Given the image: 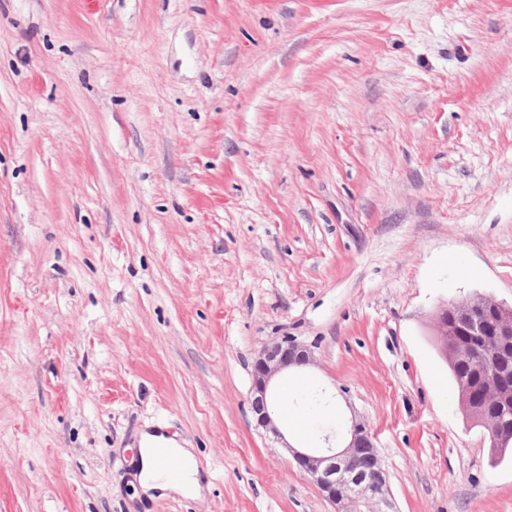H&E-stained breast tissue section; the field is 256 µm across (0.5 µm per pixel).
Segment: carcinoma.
<instances>
[{
  "instance_id": "cac0c4a2",
  "label": "carcinoma",
  "mask_w": 512,
  "mask_h": 512,
  "mask_svg": "<svg viewBox=\"0 0 512 512\" xmlns=\"http://www.w3.org/2000/svg\"><path fill=\"white\" fill-rule=\"evenodd\" d=\"M477 344L463 325L454 327L448 337V364L454 391L465 413L479 427L488 423L496 426L495 437L490 439L491 457L497 459L512 449V411L504 412L494 404L485 403L487 373L481 364L468 363L458 356V348Z\"/></svg>"
}]
</instances>
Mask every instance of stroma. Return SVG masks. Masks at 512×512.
<instances>
[{
  "mask_svg": "<svg viewBox=\"0 0 512 512\" xmlns=\"http://www.w3.org/2000/svg\"><path fill=\"white\" fill-rule=\"evenodd\" d=\"M477 295L512 306V0H0V512H335L288 449L355 417L396 512H512L432 330ZM151 427L201 496L142 495ZM313 361V351L307 345L288 336L264 346L251 366V408L258 427L278 434L270 413L272 380L284 371L306 367Z\"/></svg>",
  "mask_w": 512,
  "mask_h": 512,
  "instance_id": "stroma-1",
  "label": "stroma"
}]
</instances>
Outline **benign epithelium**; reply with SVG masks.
<instances>
[{
  "label": "benign epithelium",
  "mask_w": 512,
  "mask_h": 512,
  "mask_svg": "<svg viewBox=\"0 0 512 512\" xmlns=\"http://www.w3.org/2000/svg\"><path fill=\"white\" fill-rule=\"evenodd\" d=\"M473 327L479 336L485 322L494 324L493 339L482 348V359L496 362L489 376L497 380L512 375V307L475 296L441 310L435 317V335H448V319ZM313 361L307 345L288 336L264 346L251 366V408L257 426L279 434L270 413L272 380L284 371L300 369ZM350 439L343 448L290 449L296 467L309 475L336 512H395L389 479L366 424L354 421Z\"/></svg>",
  "instance_id": "obj_1"
}]
</instances>
